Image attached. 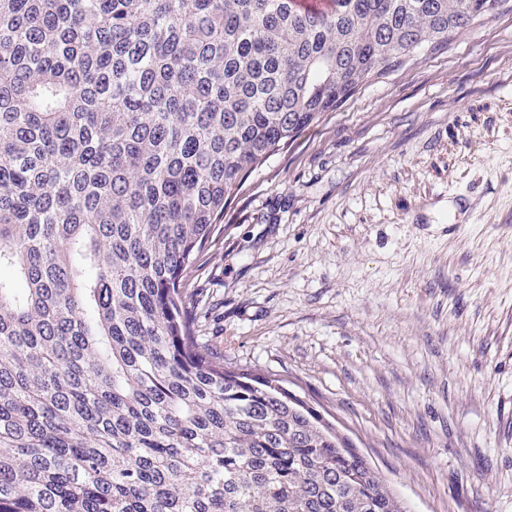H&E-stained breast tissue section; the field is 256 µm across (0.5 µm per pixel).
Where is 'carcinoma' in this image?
<instances>
[{"mask_svg": "<svg viewBox=\"0 0 512 512\" xmlns=\"http://www.w3.org/2000/svg\"><path fill=\"white\" fill-rule=\"evenodd\" d=\"M512 0H0V512H402L184 292L245 177Z\"/></svg>", "mask_w": 512, "mask_h": 512, "instance_id": "cac0c4a2", "label": "carcinoma"}]
</instances>
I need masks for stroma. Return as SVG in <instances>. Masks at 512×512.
Listing matches in <instances>:
<instances>
[{
	"instance_id": "obj_1",
	"label": "stroma",
	"mask_w": 512,
	"mask_h": 512,
	"mask_svg": "<svg viewBox=\"0 0 512 512\" xmlns=\"http://www.w3.org/2000/svg\"><path fill=\"white\" fill-rule=\"evenodd\" d=\"M404 512H512V11L422 47L253 172L193 273Z\"/></svg>"
}]
</instances>
